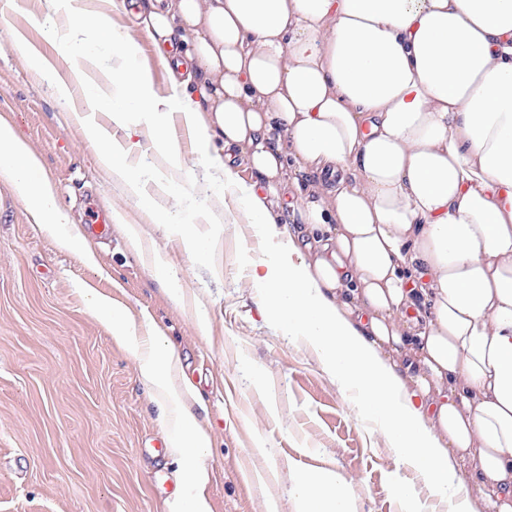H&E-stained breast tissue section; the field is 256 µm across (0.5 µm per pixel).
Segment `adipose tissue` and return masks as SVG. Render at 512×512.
<instances>
[{"label":"adipose tissue","instance_id":"ef3b65f1","mask_svg":"<svg viewBox=\"0 0 512 512\" xmlns=\"http://www.w3.org/2000/svg\"><path fill=\"white\" fill-rule=\"evenodd\" d=\"M43 25L66 54L122 64L108 86L71 69L112 126L70 118L126 194L159 210L193 256L203 224L172 200L184 160L172 110L220 170L208 192L235 195L268 243L250 268L260 309L313 352L389 448L452 512H512V0H150L136 18L181 99L158 94L138 46L103 12L59 0ZM122 137H115V130ZM150 140L165 169L132 160ZM251 173L243 182L238 167ZM0 175L66 249L94 263L41 166L0 123ZM168 207H160V200ZM155 394L169 444L194 492L180 512H209L201 458L210 433L188 407L166 340L141 339L128 312L84 289ZM331 468L299 471L292 512H358Z\"/></svg>","mask_w":512,"mask_h":512}]
</instances>
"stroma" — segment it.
<instances>
[{
  "label": "stroma",
  "mask_w": 512,
  "mask_h": 512,
  "mask_svg": "<svg viewBox=\"0 0 512 512\" xmlns=\"http://www.w3.org/2000/svg\"><path fill=\"white\" fill-rule=\"evenodd\" d=\"M129 2L112 0V23L139 44L156 91L171 95L152 43L125 13ZM53 13V0H0V121L39 157L78 227L97 211L120 212L122 222L89 240L97 263L87 265L58 246L0 177V512H170L191 489L132 355L87 307L83 284L174 346L193 391L190 405L213 436L203 459L211 512H265L270 496L279 512H291L288 472L321 468L350 478L359 512H404L395 493L401 484L421 512H448L415 471L396 461L381 431L358 415L311 352L261 317L247 272L266 245L235 203L214 227L213 254L198 258L99 166L94 146L68 118L86 109L82 88L71 86V102L63 104L28 58L37 53L67 75L61 47L37 23ZM171 129L186 163L176 181L187 211L202 195L210 163L180 117ZM126 224L142 225L143 251L129 246ZM155 250L183 280L182 299H172L153 274ZM258 365L267 371L277 414L250 386ZM257 437L265 455L252 450ZM266 469L279 472L280 482L260 486L254 473Z\"/></svg>",
  "instance_id": "stroma-1"
}]
</instances>
